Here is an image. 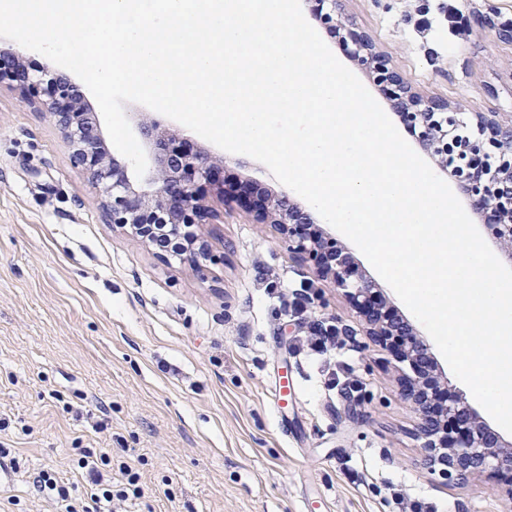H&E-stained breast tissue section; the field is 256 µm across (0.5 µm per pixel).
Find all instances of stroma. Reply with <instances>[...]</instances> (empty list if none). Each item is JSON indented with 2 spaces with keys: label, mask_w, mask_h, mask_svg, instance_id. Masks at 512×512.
<instances>
[{
  "label": "stroma",
  "mask_w": 512,
  "mask_h": 512,
  "mask_svg": "<svg viewBox=\"0 0 512 512\" xmlns=\"http://www.w3.org/2000/svg\"><path fill=\"white\" fill-rule=\"evenodd\" d=\"M432 27L416 31L418 12ZM422 96L512 118V0H340ZM28 94L0 85V512H59L47 471L85 499L81 449L122 465L140 496L117 512H512L501 484L433 479L417 414L369 337L314 360L315 321L356 329L278 230L240 209L202 225L209 256L182 262L113 224L105 198ZM312 283L305 314L286 312ZM292 380L287 406L272 386ZM358 382L353 399L348 383Z\"/></svg>",
  "instance_id": "stroma-1"
}]
</instances>
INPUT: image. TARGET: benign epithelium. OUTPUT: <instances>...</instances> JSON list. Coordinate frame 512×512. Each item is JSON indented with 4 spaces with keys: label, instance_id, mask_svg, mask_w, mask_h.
<instances>
[{
    "label": "benign epithelium",
    "instance_id": "1",
    "mask_svg": "<svg viewBox=\"0 0 512 512\" xmlns=\"http://www.w3.org/2000/svg\"><path fill=\"white\" fill-rule=\"evenodd\" d=\"M310 13L324 28L339 32L344 51L355 65L367 69L400 109L402 123L414 133L436 168L448 173L473 206L489 215L483 224L488 242L512 267V127L493 115L475 113L470 120L479 137L463 141L453 134L460 123L448 103L416 95L392 67L386 54L375 50L368 34L336 19V0H308ZM20 50L0 51V82L40 98L71 148V161L89 172L109 200L112 223L129 227L150 225L156 236H188L194 243L178 256L192 265L207 253L203 235L192 228L215 217L206 204L205 190L218 183L224 159L195 150L158 131L139 115L138 128L149 145L151 164L144 176L131 180L127 169L111 160L100 124L83 96L47 64L31 75L23 68ZM496 167L487 172L478 161L488 154ZM224 206L247 208L257 224H273L288 253L311 264L314 275L338 288L361 318L365 335L401 364L397 368L402 396L418 415L415 433L429 474L464 483L483 474L505 479L512 500V445L504 443L480 413L442 380L438 362L429 356L430 344L398 316L395 302L359 271L349 248L326 232L313 213L273 194L254 181L223 186Z\"/></svg>",
    "mask_w": 512,
    "mask_h": 512
}]
</instances>
